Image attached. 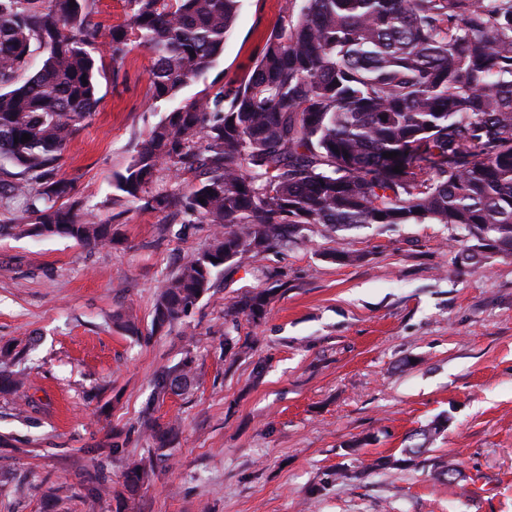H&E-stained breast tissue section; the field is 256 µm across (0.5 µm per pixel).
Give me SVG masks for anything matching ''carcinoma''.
Listing matches in <instances>:
<instances>
[{
	"label": "carcinoma",
	"instance_id": "obj_1",
	"mask_svg": "<svg viewBox=\"0 0 512 512\" xmlns=\"http://www.w3.org/2000/svg\"><path fill=\"white\" fill-rule=\"evenodd\" d=\"M89 4L0 0V195L30 197L0 234L112 243L111 225L55 207L71 186L53 174L100 103L97 57L117 68L147 49L151 100H173L224 53L241 0H125L126 23L105 35ZM37 52L40 66L19 78ZM197 170L181 197L145 199L162 173ZM113 186L217 227L162 284L155 329L187 316L225 264L285 245L306 224H449L475 240L464 262L512 256V0H292L248 75L169 112ZM270 296L247 295L227 315L257 324ZM19 359L0 348L1 394L21 385ZM193 382L187 357L155 376L153 398ZM143 425L159 449L178 438L149 406ZM161 462L129 463L124 490L138 492Z\"/></svg>",
	"mask_w": 512,
	"mask_h": 512
}]
</instances>
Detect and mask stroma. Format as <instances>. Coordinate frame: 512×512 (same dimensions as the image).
I'll use <instances>...</instances> for the list:
<instances>
[{"label": "stroma", "instance_id": "35a3bbf8", "mask_svg": "<svg viewBox=\"0 0 512 512\" xmlns=\"http://www.w3.org/2000/svg\"><path fill=\"white\" fill-rule=\"evenodd\" d=\"M289 5L242 0L223 55L182 98L236 86ZM150 68L141 47L117 69L102 58L98 111L57 171L72 187L59 206L111 222L113 243L0 236V346L27 353L18 396H0V512H512V257L464 264L469 240L451 226L310 225L225 265L188 317L153 330L161 283L213 228L112 186L173 108L150 101ZM336 250L357 262H332ZM262 289L261 323L226 317ZM228 334L246 352H226ZM187 356L195 386L153 401L155 372ZM149 405L182 434L128 499L125 463L154 446ZM433 423L405 463L409 435ZM114 431L121 459L100 446ZM385 456L396 465L368 470ZM94 480L112 493L91 510Z\"/></svg>", "mask_w": 512, "mask_h": 512}]
</instances>
